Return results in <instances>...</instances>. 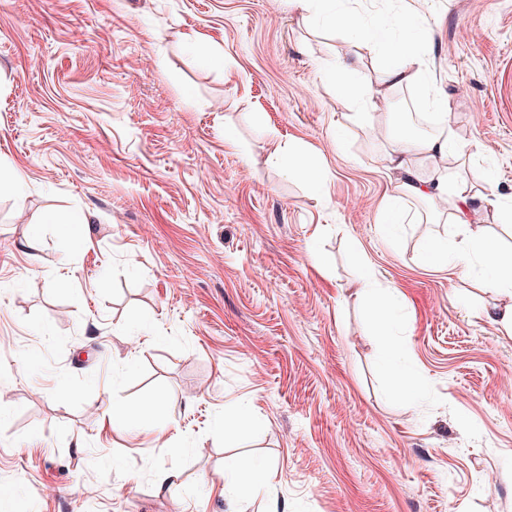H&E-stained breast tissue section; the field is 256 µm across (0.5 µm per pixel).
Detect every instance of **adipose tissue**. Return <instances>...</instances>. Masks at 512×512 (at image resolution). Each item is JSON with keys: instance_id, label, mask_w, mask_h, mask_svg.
Segmentation results:
<instances>
[{"instance_id": "adipose-tissue-1", "label": "adipose tissue", "mask_w": 512, "mask_h": 512, "mask_svg": "<svg viewBox=\"0 0 512 512\" xmlns=\"http://www.w3.org/2000/svg\"><path fill=\"white\" fill-rule=\"evenodd\" d=\"M331 20L336 26L348 32L352 37L364 39L366 43L387 47L390 58L382 68L381 83L386 87L398 85H421L427 80L428 70L418 49L404 39H393L389 31L382 27L366 24L362 16L354 11L333 13ZM465 149L454 136L439 135L418 139L406 143L403 150L389 156L391 168L401 175L399 195L390 197L380 213V222L384 229L404 223L409 217L406 200L412 196L454 197V221L464 228L463 237H450L436 242L429 250L431 259L443 262L453 260L462 268H469L475 256H483L491 266L489 285L503 292L508 298L501 306L498 320L505 330L512 332V252L503 251L497 240L489 236L484 227L473 223L471 215V197L466 189L465 179L456 184H448L441 176L415 181L408 167L409 154H416L423 161H435L451 154L463 155Z\"/></svg>"}]
</instances>
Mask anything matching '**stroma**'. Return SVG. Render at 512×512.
Listing matches in <instances>:
<instances>
[{
	"mask_svg": "<svg viewBox=\"0 0 512 512\" xmlns=\"http://www.w3.org/2000/svg\"><path fill=\"white\" fill-rule=\"evenodd\" d=\"M357 8L396 38L415 15L429 85L380 92L381 48L288 0H0V164L22 177L0 190V512H512L503 298L427 263L447 203L410 199L392 240L378 224L400 119L442 95L440 134L477 153L419 174H462L512 250L485 204L512 196V0ZM355 53L344 95L333 70ZM367 276L396 291L411 391ZM115 404L146 417L113 432ZM235 458L264 466L258 491L224 493ZM279 151L281 152L282 155H288V156H284L283 158L285 159L286 163H288V159H289L288 166L292 171H294L297 175L301 176L302 178L307 180L309 183H311L317 192L321 191L323 184H324V178H323V173L319 169L308 166L307 164H305L303 162V160L296 158L295 152L290 149L289 145H288V149L287 148L280 149L278 147L275 150V154L279 155ZM293 158H296V159H293Z\"/></svg>",
	"mask_w": 512,
	"mask_h": 512,
	"instance_id": "stroma-1",
	"label": "stroma"
}]
</instances>
